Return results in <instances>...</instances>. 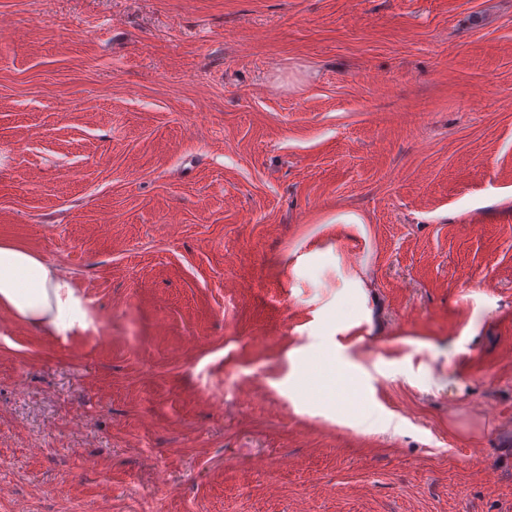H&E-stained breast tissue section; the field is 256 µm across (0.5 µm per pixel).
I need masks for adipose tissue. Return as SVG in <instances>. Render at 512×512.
Returning a JSON list of instances; mask_svg holds the SVG:
<instances>
[{
    "mask_svg": "<svg viewBox=\"0 0 512 512\" xmlns=\"http://www.w3.org/2000/svg\"><path fill=\"white\" fill-rule=\"evenodd\" d=\"M0 306L58 334L89 323L83 299L69 278L9 243L0 244Z\"/></svg>",
    "mask_w": 512,
    "mask_h": 512,
    "instance_id": "1",
    "label": "adipose tissue"
}]
</instances>
